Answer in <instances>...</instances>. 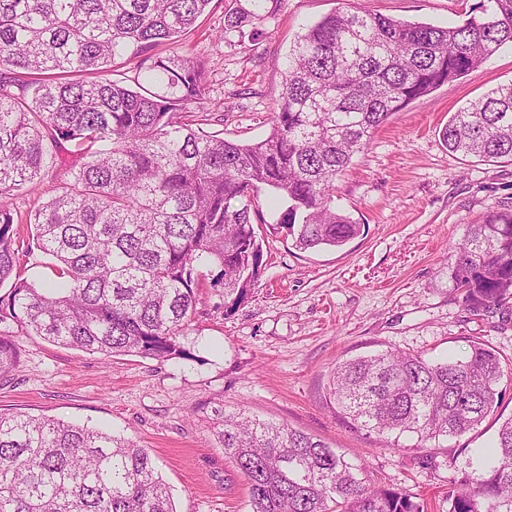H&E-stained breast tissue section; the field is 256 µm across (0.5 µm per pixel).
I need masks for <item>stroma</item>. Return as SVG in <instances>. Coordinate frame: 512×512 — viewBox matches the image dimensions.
<instances>
[{
	"label": "stroma",
	"mask_w": 512,
	"mask_h": 512,
	"mask_svg": "<svg viewBox=\"0 0 512 512\" xmlns=\"http://www.w3.org/2000/svg\"><path fill=\"white\" fill-rule=\"evenodd\" d=\"M475 0H282L270 37L228 45L224 17L248 0H212L178 46L205 61L202 105L219 114L208 132L243 143L263 139L281 92L288 50L306 25L331 11L367 10L440 27L460 22ZM512 82V46L462 78L393 114L337 179L334 203L362 226L346 245L312 251L267 237L264 272L232 315L222 292L204 289L181 339L187 359L106 357L59 347L7 323L20 366L0 380V412L104 428L150 449L178 512H248L247 486L213 433L217 413L239 410L313 434L366 466L374 483L402 489L447 512L448 489L478 467L502 421L512 417V377L497 412L457 438L400 448L351 426L327 390L339 363L386 350L428 359L460 356L480 337L512 361V322L470 319L448 277V257L501 202L512 199V165L450 154L439 132L453 112ZM41 182L13 197L27 219L66 177L73 151L58 149ZM432 455L431 467L419 457Z\"/></svg>",
	"instance_id": "stroma-1"
}]
</instances>
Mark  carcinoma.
Segmentation results:
<instances>
[{
  "label": "carcinoma",
  "instance_id": "obj_1",
  "mask_svg": "<svg viewBox=\"0 0 512 512\" xmlns=\"http://www.w3.org/2000/svg\"><path fill=\"white\" fill-rule=\"evenodd\" d=\"M212 0H0V323L60 347L155 360L188 356L180 338L200 302L197 267L217 270L224 315L264 272L261 234L303 251L342 247L361 225L333 206L337 177L395 112L512 44V0H479L446 28L334 11L297 36L269 134L254 143L212 135L205 63L174 44ZM217 39L258 34L278 0H250ZM137 61L132 84L114 67ZM450 153L512 165V83L453 113ZM84 159L29 215L25 253L60 280L39 288L18 270L10 200L45 175L59 141ZM269 191L286 204L270 224ZM469 315L512 314V204L470 225L448 257ZM0 334V378L19 366ZM509 367L479 338L468 354L432 361L388 350L336 367L330 395L353 426L415 447L457 437L498 408ZM216 437L243 476L250 512H425L398 489L367 483L321 439L243 412ZM450 512H512V418L481 468L448 492ZM0 512H177L148 449L105 431L0 413Z\"/></svg>",
  "mask_w": 512,
  "mask_h": 512
}]
</instances>
